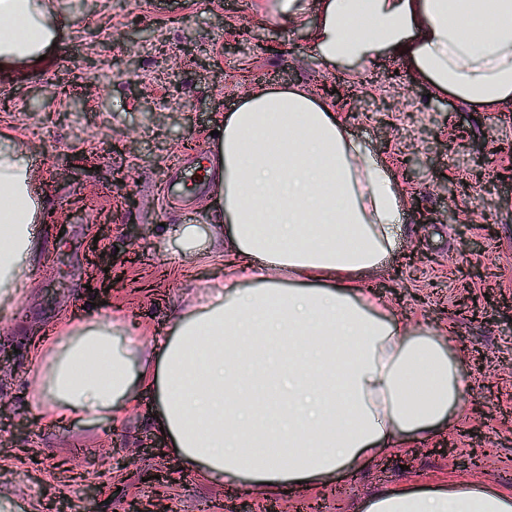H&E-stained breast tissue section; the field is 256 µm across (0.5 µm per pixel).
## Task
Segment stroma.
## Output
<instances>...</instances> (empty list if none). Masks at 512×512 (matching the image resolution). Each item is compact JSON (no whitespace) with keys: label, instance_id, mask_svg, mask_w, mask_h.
Segmentation results:
<instances>
[{"label":"stroma","instance_id":"obj_1","mask_svg":"<svg viewBox=\"0 0 512 512\" xmlns=\"http://www.w3.org/2000/svg\"><path fill=\"white\" fill-rule=\"evenodd\" d=\"M278 4L47 0L58 24L45 59L0 67V149L30 164L40 203L28 280L0 303V500L9 512H127L131 500L158 496L170 512H231L244 501L252 512L271 501L297 512L295 486L269 498L215 485L164 452L150 392L119 426L45 422L29 357L34 337L95 302L167 335L174 310L229 276L223 252L210 248L215 191L164 215L161 185L176 159L211 151L218 121L243 97L287 87L328 104L395 174L406 199L396 254L365 286L409 328L443 330L472 385L452 428L342 468L310 489V500L321 512H359L402 487L480 484L512 494V112L434 90L388 51L367 66L323 60L311 40L317 4L292 21ZM333 86L341 97L327 95ZM410 157L425 166L409 178ZM477 169L480 186L450 198ZM168 224L197 225L204 257L166 236ZM100 251L121 276L106 292L94 279ZM464 297L480 301V312H462ZM150 445L159 454L139 455ZM475 447L484 460L473 471L463 461Z\"/></svg>","mask_w":512,"mask_h":512}]
</instances>
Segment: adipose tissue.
I'll return each instance as SVG.
<instances>
[{
	"mask_svg": "<svg viewBox=\"0 0 512 512\" xmlns=\"http://www.w3.org/2000/svg\"><path fill=\"white\" fill-rule=\"evenodd\" d=\"M53 38L44 0H0V64L36 63ZM313 45L336 63L393 52L468 103L512 99V0H320ZM214 151L232 277L150 343L129 318H67L32 349L42 417L120 423L152 392L170 451L255 492L311 489L449 421L470 389L460 360L363 286L393 255L405 209L380 156L297 90L246 97ZM32 178L25 160L0 154L4 299L28 276ZM364 512H512V496L399 490Z\"/></svg>",
	"mask_w": 512,
	"mask_h": 512,
	"instance_id": "ef3b65f1",
	"label": "adipose tissue"
}]
</instances>
